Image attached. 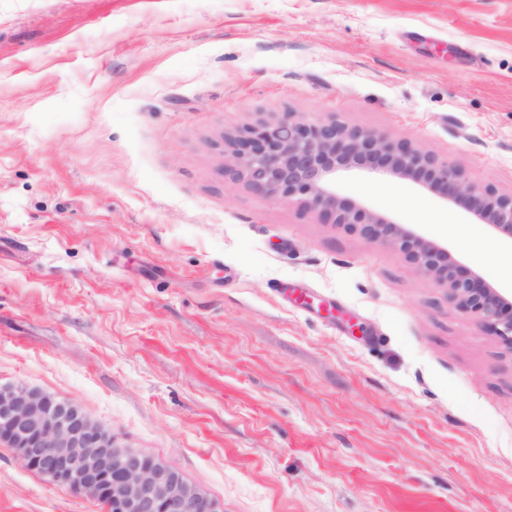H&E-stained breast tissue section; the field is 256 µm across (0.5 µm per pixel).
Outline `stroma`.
Here are the masks:
<instances>
[{
  "label": "stroma",
  "instance_id": "1",
  "mask_svg": "<svg viewBox=\"0 0 512 512\" xmlns=\"http://www.w3.org/2000/svg\"><path fill=\"white\" fill-rule=\"evenodd\" d=\"M512 192V0H0V385L223 512H512V351L393 249L224 174L281 113ZM344 197L422 225L400 180ZM0 512H107L0 441Z\"/></svg>",
  "mask_w": 512,
  "mask_h": 512
}]
</instances>
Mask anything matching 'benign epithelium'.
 <instances>
[{
  "label": "benign epithelium",
  "instance_id": "obj_1",
  "mask_svg": "<svg viewBox=\"0 0 512 512\" xmlns=\"http://www.w3.org/2000/svg\"><path fill=\"white\" fill-rule=\"evenodd\" d=\"M224 143L229 147L225 172L232 180L273 202L295 201L366 241L395 248L512 348V297L412 225L345 198L339 189L350 175L411 181L510 242L512 193L472 183L458 164L409 141L296 112L260 122L243 137L226 136ZM0 440L15 448L27 467L119 512H221L175 469L117 444L80 409L40 390L0 388Z\"/></svg>",
  "mask_w": 512,
  "mask_h": 512
}]
</instances>
